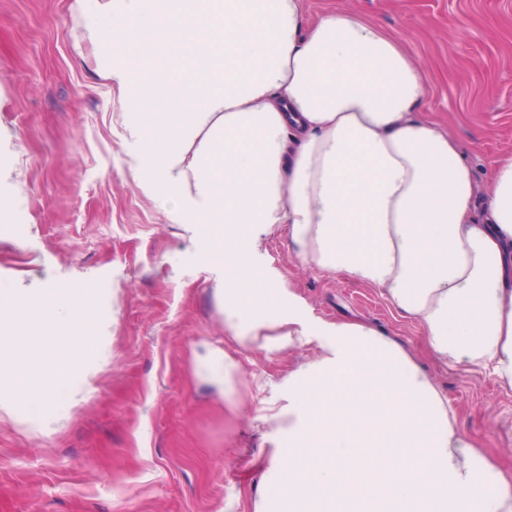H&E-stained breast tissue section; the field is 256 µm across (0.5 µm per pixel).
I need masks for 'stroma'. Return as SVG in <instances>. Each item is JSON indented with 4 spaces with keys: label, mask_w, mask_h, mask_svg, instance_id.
<instances>
[{
    "label": "stroma",
    "mask_w": 512,
    "mask_h": 512,
    "mask_svg": "<svg viewBox=\"0 0 512 512\" xmlns=\"http://www.w3.org/2000/svg\"><path fill=\"white\" fill-rule=\"evenodd\" d=\"M310 16L346 11L413 54L421 110L445 124L477 176L512 154V0H307ZM76 0H0V282L90 288L106 363L87 357L93 391L45 404L39 430L0 417V512H254L287 446L263 415L288 403L308 348L236 346L215 295L221 265L208 228L164 213L129 170L119 92L96 73ZM262 264L313 319L361 321L396 337L455 408L467 436L512 480V391L484 373L434 363L423 332L377 289L306 267L273 234ZM209 344L238 361L236 394L201 382Z\"/></svg>",
    "instance_id": "stroma-1"
}]
</instances>
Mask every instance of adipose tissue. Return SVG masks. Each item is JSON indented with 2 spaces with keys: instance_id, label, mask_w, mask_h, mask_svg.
Segmentation results:
<instances>
[{
  "instance_id": "obj_1",
  "label": "adipose tissue",
  "mask_w": 512,
  "mask_h": 512,
  "mask_svg": "<svg viewBox=\"0 0 512 512\" xmlns=\"http://www.w3.org/2000/svg\"><path fill=\"white\" fill-rule=\"evenodd\" d=\"M98 73L126 95L131 171L173 217L210 224L224 328L241 347H309L288 376V445L254 512H512V486L465 435L430 374L360 322H311L281 272L238 289L224 243L260 256L287 230L298 259L378 289L422 329L434 362L512 390V155L477 180L456 138L419 107L409 50L348 12L305 0H93ZM223 390L238 364L202 346Z\"/></svg>"
}]
</instances>
